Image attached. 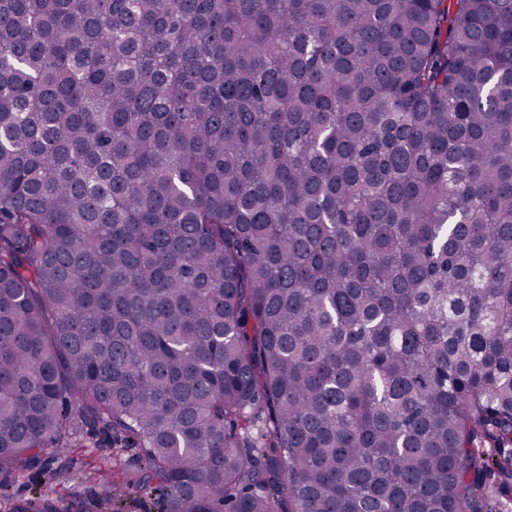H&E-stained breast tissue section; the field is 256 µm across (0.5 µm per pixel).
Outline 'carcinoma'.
<instances>
[{"mask_svg": "<svg viewBox=\"0 0 512 512\" xmlns=\"http://www.w3.org/2000/svg\"><path fill=\"white\" fill-rule=\"evenodd\" d=\"M81 426L166 512H476L512 0H0V496Z\"/></svg>", "mask_w": 512, "mask_h": 512, "instance_id": "cac0c4a2", "label": "carcinoma"}]
</instances>
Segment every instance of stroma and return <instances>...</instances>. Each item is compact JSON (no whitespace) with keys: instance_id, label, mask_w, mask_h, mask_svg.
Instances as JSON below:
<instances>
[{"instance_id":"1","label":"stroma","mask_w":512,"mask_h":512,"mask_svg":"<svg viewBox=\"0 0 512 512\" xmlns=\"http://www.w3.org/2000/svg\"><path fill=\"white\" fill-rule=\"evenodd\" d=\"M137 461V449L103 442L90 428H83L69 456L54 461L48 472L9 478V497L0 499V512H13L16 505L49 491L63 497L68 512H160L159 503L131 492L118 508L105 498L104 470L129 474Z\"/></svg>"}]
</instances>
